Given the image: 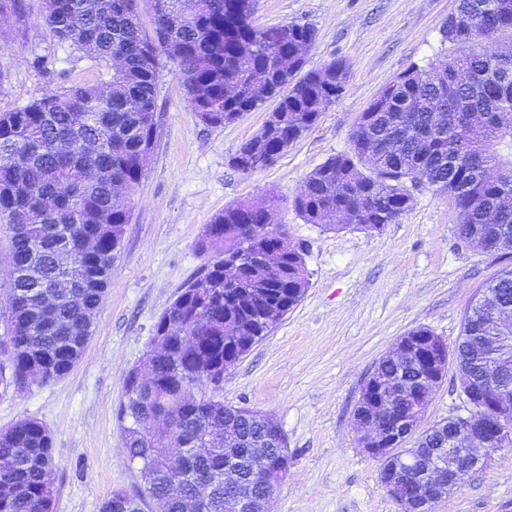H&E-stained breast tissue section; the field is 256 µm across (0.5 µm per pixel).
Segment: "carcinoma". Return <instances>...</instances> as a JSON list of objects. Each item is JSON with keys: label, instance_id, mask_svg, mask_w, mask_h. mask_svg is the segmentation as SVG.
Segmentation results:
<instances>
[{"label": "carcinoma", "instance_id": "cac0c4a2", "mask_svg": "<svg viewBox=\"0 0 512 512\" xmlns=\"http://www.w3.org/2000/svg\"><path fill=\"white\" fill-rule=\"evenodd\" d=\"M135 0H43L42 20L61 42L90 58L122 61L99 83L49 90L0 112V219L9 235L7 334L0 337V384H45L81 358L91 316L101 305L132 192L156 137L160 67L144 51L166 56L193 112L207 126L231 123L274 102L261 130L241 144L232 165L243 174L272 162L310 130L345 92L343 62L285 67L282 53L314 45L315 28L284 23L258 28L243 0H148L150 25ZM512 31V0H461L441 30L454 46L448 60L412 67L388 83L360 113L349 151L327 158L306 177L292 206L308 224L340 228L363 205L356 227L394 224L413 199L408 187L451 198L461 217L460 241L512 257V67L493 64L490 41ZM269 97L254 94L257 78ZM201 270L155 324L162 337L146 360L151 378L127 379L118 419L130 463L160 512H224V465L251 492L250 454L269 449L282 483L292 458L277 445L267 415L224 404V363L235 365L297 305L309 282L305 257L284 231L265 227L247 201L224 207L205 226ZM484 304L467 314L456 346L461 383L482 376L512 400V341L502 339L512 315V268L485 287ZM383 358L376 383L393 398L390 422L421 403L418 378ZM207 381L200 398L191 388ZM0 512H53L52 439L41 422L0 431ZM102 512H142L141 500L116 491Z\"/></svg>", "mask_w": 512, "mask_h": 512}]
</instances>
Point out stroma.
<instances>
[{
  "instance_id": "obj_1",
  "label": "stroma",
  "mask_w": 512,
  "mask_h": 512,
  "mask_svg": "<svg viewBox=\"0 0 512 512\" xmlns=\"http://www.w3.org/2000/svg\"><path fill=\"white\" fill-rule=\"evenodd\" d=\"M460 0H256L259 26L312 25L309 66L342 60V97L273 163L244 175L231 158L264 125L268 108L218 127L192 112L173 61L162 59L156 143L133 193L134 211L92 335L81 359L45 385L0 386V430L38 420L53 439L55 512H101L113 491L141 496L157 512L129 463L117 410L129 373L142 367L158 317L204 263L196 243L225 206L278 200L274 228L305 250L309 287L301 301L224 374L226 405L272 415L293 464L270 512H403L363 451L354 410L361 387L402 336L429 328L455 347L463 319L507 262L463 244L450 197L421 187L397 223L367 232L308 224L290 205L306 176L349 148L361 112L412 66L451 55L441 30ZM43 0L0 26V111L75 83L108 79L106 62L80 56L42 22ZM45 60L33 67L34 58ZM459 376L448 365L418 426L454 414ZM433 512H512V447L493 455Z\"/></svg>"
}]
</instances>
